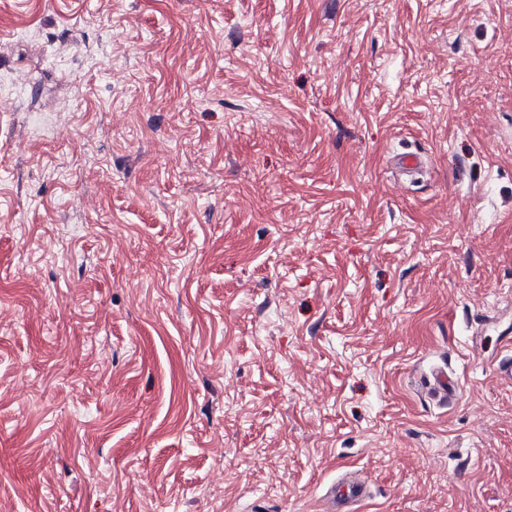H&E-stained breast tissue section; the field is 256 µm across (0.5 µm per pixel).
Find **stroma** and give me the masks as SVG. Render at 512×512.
I'll return each mask as SVG.
<instances>
[{
    "mask_svg": "<svg viewBox=\"0 0 512 512\" xmlns=\"http://www.w3.org/2000/svg\"><path fill=\"white\" fill-rule=\"evenodd\" d=\"M347 468L512 512V0H0V512Z\"/></svg>",
    "mask_w": 512,
    "mask_h": 512,
    "instance_id": "stroma-1",
    "label": "stroma"
}]
</instances>
